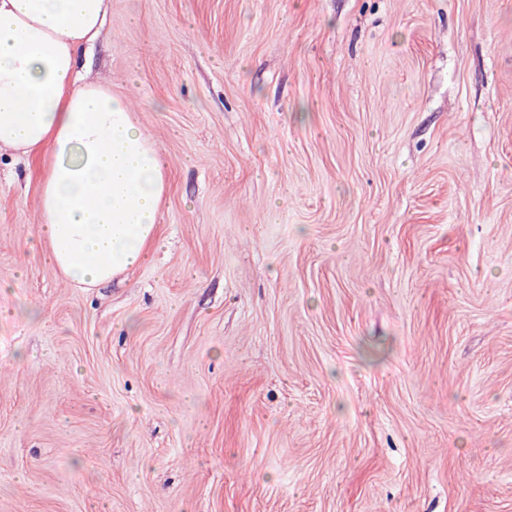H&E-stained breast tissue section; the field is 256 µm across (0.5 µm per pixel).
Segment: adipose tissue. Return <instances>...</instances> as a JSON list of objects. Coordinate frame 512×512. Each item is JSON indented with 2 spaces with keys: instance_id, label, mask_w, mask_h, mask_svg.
<instances>
[{
  "instance_id": "1",
  "label": "adipose tissue",
  "mask_w": 512,
  "mask_h": 512,
  "mask_svg": "<svg viewBox=\"0 0 512 512\" xmlns=\"http://www.w3.org/2000/svg\"><path fill=\"white\" fill-rule=\"evenodd\" d=\"M111 7L112 0H0V149L49 157L39 238L60 277L81 288L148 260L169 189L163 157L127 97L81 71Z\"/></svg>"
}]
</instances>
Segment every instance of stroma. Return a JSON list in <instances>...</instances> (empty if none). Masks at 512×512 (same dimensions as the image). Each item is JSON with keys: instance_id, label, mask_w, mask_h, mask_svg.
<instances>
[{"instance_id": "stroma-1", "label": "stroma", "mask_w": 512, "mask_h": 512, "mask_svg": "<svg viewBox=\"0 0 512 512\" xmlns=\"http://www.w3.org/2000/svg\"><path fill=\"white\" fill-rule=\"evenodd\" d=\"M163 241L46 261L0 153V512H512V0H112Z\"/></svg>"}]
</instances>
